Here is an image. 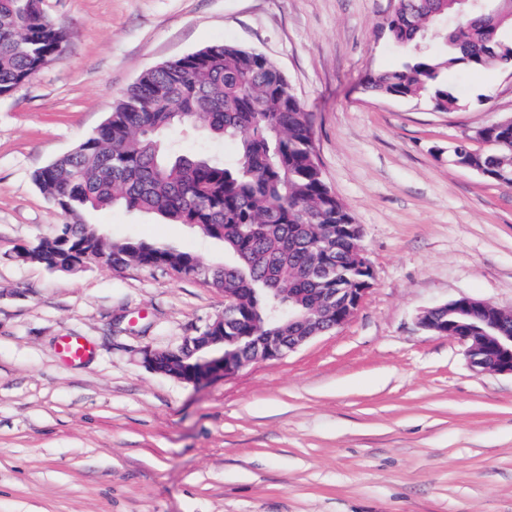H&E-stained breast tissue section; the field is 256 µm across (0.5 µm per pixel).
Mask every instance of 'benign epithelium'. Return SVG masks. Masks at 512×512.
<instances>
[{
    "label": "benign epithelium",
    "mask_w": 512,
    "mask_h": 512,
    "mask_svg": "<svg viewBox=\"0 0 512 512\" xmlns=\"http://www.w3.org/2000/svg\"><path fill=\"white\" fill-rule=\"evenodd\" d=\"M363 272V287L338 288L327 295L319 310V322L300 336H207L197 332L173 347L162 350L145 347L141 363L150 372L199 385L217 377H230L250 361L279 359L314 336L340 327L354 316L368 290L373 272L363 251L355 255ZM422 328L452 336L466 345L470 364L479 371L512 375V317L471 298H460L425 311ZM250 350V361L239 356Z\"/></svg>",
    "instance_id": "1"
}]
</instances>
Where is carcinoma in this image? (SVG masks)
<instances>
[{"instance_id":"obj_1","label":"carcinoma","mask_w":512,"mask_h":512,"mask_svg":"<svg viewBox=\"0 0 512 512\" xmlns=\"http://www.w3.org/2000/svg\"><path fill=\"white\" fill-rule=\"evenodd\" d=\"M461 8L460 0H394L387 30L410 60L370 75L365 88L383 97L425 98L439 112H454L461 97L444 72L511 70L512 40L502 31L512 27V0H491L489 11L464 25L457 21ZM445 19L451 27L442 56L426 37ZM67 40L33 0H0V96H11ZM198 124L215 139L235 142V155L218 159L203 146L177 154L165 146L170 131ZM458 149L472 169L512 185L511 123L487 124L483 151L464 142ZM32 179L65 213L116 205L154 213L224 242L235 262L204 267L190 252L147 240L90 238L87 225L68 219L20 248L29 261L51 270L81 251L106 255L114 268L134 262L198 275L213 288L240 292L250 313L233 322L240 335L251 333L249 320L265 317L273 288L312 307L328 288L358 287L357 239L348 231L355 220L323 177L312 115L281 69L254 50L217 42L145 71L98 130Z\"/></svg>"}]
</instances>
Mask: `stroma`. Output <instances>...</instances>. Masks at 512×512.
<instances>
[{
	"label": "stroma",
	"instance_id": "35a3bbf8",
	"mask_svg": "<svg viewBox=\"0 0 512 512\" xmlns=\"http://www.w3.org/2000/svg\"><path fill=\"white\" fill-rule=\"evenodd\" d=\"M391 0H45L60 55L0 99V512H512V376L422 329L462 297L512 314V186L449 147L512 118V78L470 75L456 112L366 91L400 67ZM262 53L314 114L327 184L361 227L356 314L280 359L198 386L147 371L224 312L168 268L54 272L17 259L64 220L32 180L146 70L214 42ZM77 219L204 265L222 241L122 207ZM66 334L91 357L64 364Z\"/></svg>",
	"mask_w": 512,
	"mask_h": 512
}]
</instances>
